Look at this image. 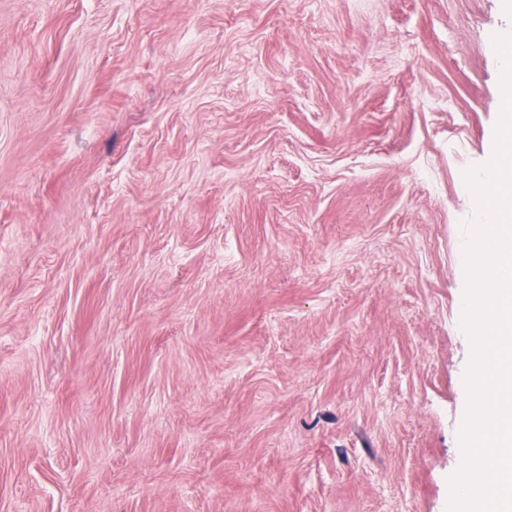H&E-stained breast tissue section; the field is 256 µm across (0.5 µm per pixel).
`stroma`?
<instances>
[{
    "mask_svg": "<svg viewBox=\"0 0 512 512\" xmlns=\"http://www.w3.org/2000/svg\"><path fill=\"white\" fill-rule=\"evenodd\" d=\"M503 0H0V512H448Z\"/></svg>",
    "mask_w": 512,
    "mask_h": 512,
    "instance_id": "35a3bbf8",
    "label": "stroma"
}]
</instances>
